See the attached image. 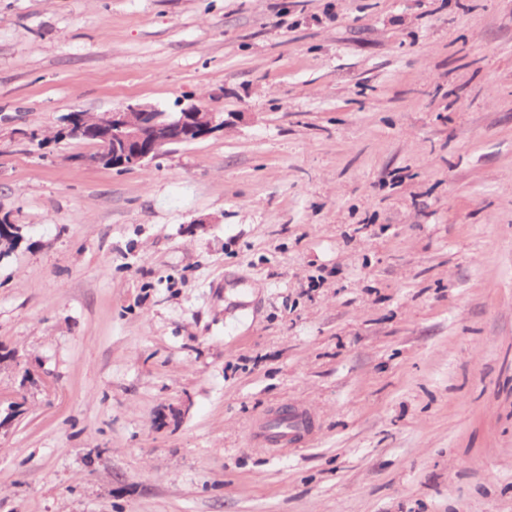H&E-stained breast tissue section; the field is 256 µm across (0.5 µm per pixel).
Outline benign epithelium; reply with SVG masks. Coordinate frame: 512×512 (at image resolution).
I'll use <instances>...</instances> for the list:
<instances>
[{
	"instance_id": "7a95c632",
	"label": "benign epithelium",
	"mask_w": 512,
	"mask_h": 512,
	"mask_svg": "<svg viewBox=\"0 0 512 512\" xmlns=\"http://www.w3.org/2000/svg\"><path fill=\"white\" fill-rule=\"evenodd\" d=\"M227 124L223 113L196 103L181 108L173 117L135 103L99 115L77 114L60 132L65 139L84 140L94 146V152L80 154L76 161L106 162L116 169H127L156 159L172 146L203 140Z\"/></svg>"
}]
</instances>
